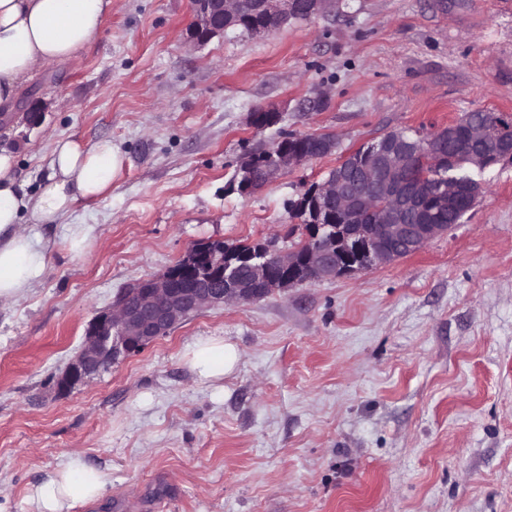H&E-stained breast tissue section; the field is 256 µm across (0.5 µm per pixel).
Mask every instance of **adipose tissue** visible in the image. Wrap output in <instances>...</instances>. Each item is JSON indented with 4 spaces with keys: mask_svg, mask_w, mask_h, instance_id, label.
Listing matches in <instances>:
<instances>
[{
    "mask_svg": "<svg viewBox=\"0 0 512 512\" xmlns=\"http://www.w3.org/2000/svg\"><path fill=\"white\" fill-rule=\"evenodd\" d=\"M111 10L112 0H0V106L11 107L20 84L43 66L80 59ZM124 164L109 139L57 138L50 173L30 194L19 181L15 152L0 147V305L25 298L46 276L53 243L39 226L61 225L67 252L89 254L90 225L66 218L78 200L109 193ZM238 360L236 346L220 336L196 337L180 354L192 382L217 391ZM108 484L104 471L74 457L29 488L27 503L31 512H72L102 497Z\"/></svg>",
    "mask_w": 512,
    "mask_h": 512,
    "instance_id": "1",
    "label": "adipose tissue"
}]
</instances>
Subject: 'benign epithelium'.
<instances>
[{"mask_svg":"<svg viewBox=\"0 0 512 512\" xmlns=\"http://www.w3.org/2000/svg\"><path fill=\"white\" fill-rule=\"evenodd\" d=\"M336 9V0H191L192 18L186 43L201 47L227 30L247 21L246 32L265 36L293 21L309 20ZM448 145L456 175H438L432 182L409 177L418 159L433 151L435 144ZM268 160L255 166L248 156L241 163L239 191L248 194L278 175L304 165L315 156L299 148L276 142L263 149ZM369 158L365 166L356 156ZM496 160L512 158V115L491 119L487 111L464 123L451 122L431 137L410 139L401 131L389 132L347 153L313 193L311 223L316 229H333L324 235H309L295 248L283 249L270 240L265 251L247 266V272L224 260V252L210 253L212 277L196 271L195 258L201 243L178 261V271L139 282L123 292L112 309L91 324L79 355L57 380V388L68 391L107 370L113 364L140 354L149 344L169 333L177 324L204 308L252 302L267 293L285 291L306 282L351 276L394 262L418 252L429 241L448 231L446 224L407 222L406 209L431 199L436 209L446 211L467 196L477 202L483 185L471 170L483 171ZM389 201L379 223L355 233L342 224L333 226L334 210L355 218L374 209L378 199Z\"/></svg>","mask_w":512,"mask_h":512,"instance_id":"benign-epithelium-1","label":"benign epithelium"}]
</instances>
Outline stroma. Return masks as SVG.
Listing matches in <instances>:
<instances>
[{
	"mask_svg": "<svg viewBox=\"0 0 512 512\" xmlns=\"http://www.w3.org/2000/svg\"><path fill=\"white\" fill-rule=\"evenodd\" d=\"M190 19V0H112L81 59L38 70L0 116L31 193L55 138L125 155L111 194L68 217L91 226V254L57 248L44 281L0 306V512H29L28 488L76 455L110 485L73 512H512V159L420 251L206 308L57 392L122 288L201 241L291 247L304 231L286 202L387 132L512 113V0H338L198 49ZM261 105L277 125L251 126ZM285 133L336 148L225 192L245 153ZM196 336L239 350L223 391L180 363Z\"/></svg>",
	"mask_w": 512,
	"mask_h": 512,
	"instance_id": "35a3bbf8",
	"label": "stroma"
}]
</instances>
